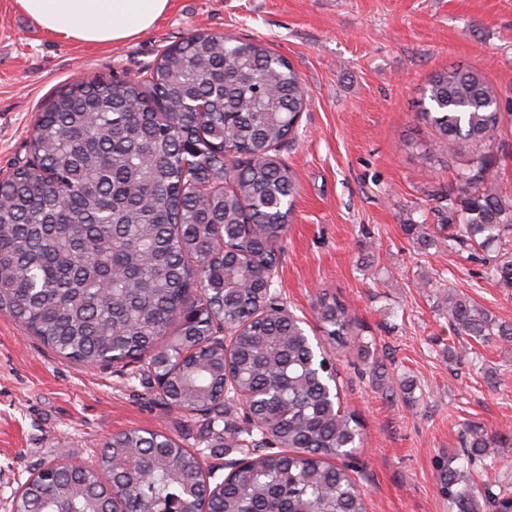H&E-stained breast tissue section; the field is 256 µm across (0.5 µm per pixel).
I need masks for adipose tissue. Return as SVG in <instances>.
Instances as JSON below:
<instances>
[{
	"mask_svg": "<svg viewBox=\"0 0 512 512\" xmlns=\"http://www.w3.org/2000/svg\"><path fill=\"white\" fill-rule=\"evenodd\" d=\"M41 29L83 44L113 46L150 31L171 0H16Z\"/></svg>",
	"mask_w": 512,
	"mask_h": 512,
	"instance_id": "1",
	"label": "adipose tissue"
}]
</instances>
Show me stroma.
<instances>
[{
  "label": "stroma",
  "instance_id": "1",
  "mask_svg": "<svg viewBox=\"0 0 512 512\" xmlns=\"http://www.w3.org/2000/svg\"><path fill=\"white\" fill-rule=\"evenodd\" d=\"M200 32L255 37L283 55L308 95L281 156L298 193L279 254L276 296L313 321L320 297L353 312L347 350H320L340 371L341 399L360 433L349 458L368 512H448L439 467L462 452L467 426L507 435L486 448L512 486V346L454 335L456 292L512 323V291L489 274L512 253L423 249L404 227L448 221V186L468 171L471 144L417 153L434 133L420 90L460 65L501 93L493 151L512 199V0H172L155 27L95 48L40 29L0 0V177L25 160L41 105L76 77L136 80L163 51ZM164 433L196 447L205 423L165 405L157 384L58 358L0 314V512L33 469L58 456L85 462L111 434Z\"/></svg>",
  "mask_w": 512,
  "mask_h": 512
}]
</instances>
